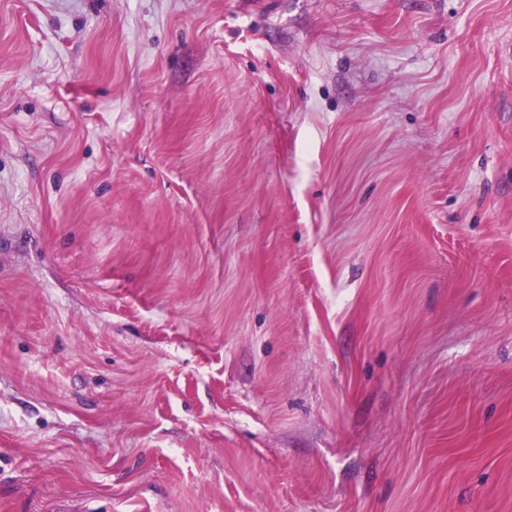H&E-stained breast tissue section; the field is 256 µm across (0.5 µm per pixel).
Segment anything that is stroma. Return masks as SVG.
<instances>
[{
  "instance_id": "stroma-1",
  "label": "stroma",
  "mask_w": 512,
  "mask_h": 512,
  "mask_svg": "<svg viewBox=\"0 0 512 512\" xmlns=\"http://www.w3.org/2000/svg\"><path fill=\"white\" fill-rule=\"evenodd\" d=\"M0 512H512V0H0Z\"/></svg>"
}]
</instances>
